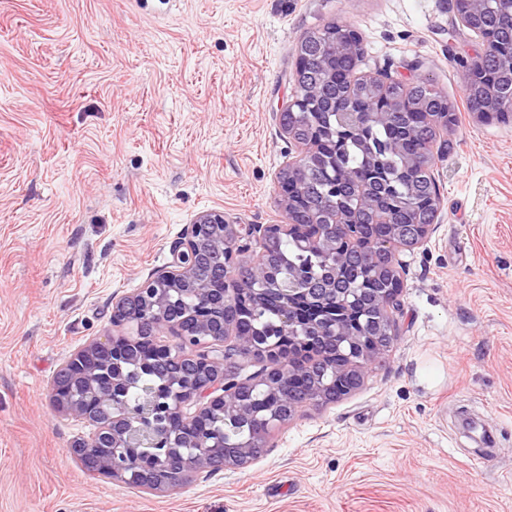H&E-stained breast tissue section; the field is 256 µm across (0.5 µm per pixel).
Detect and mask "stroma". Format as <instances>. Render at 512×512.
<instances>
[{"instance_id":"stroma-1","label":"stroma","mask_w":512,"mask_h":512,"mask_svg":"<svg viewBox=\"0 0 512 512\" xmlns=\"http://www.w3.org/2000/svg\"><path fill=\"white\" fill-rule=\"evenodd\" d=\"M346 23L358 72L423 80L455 121L395 335L349 396L247 466L171 490L85 469L49 389L210 210L278 224L297 49ZM453 0H0V512H512V114L478 117Z\"/></svg>"}]
</instances>
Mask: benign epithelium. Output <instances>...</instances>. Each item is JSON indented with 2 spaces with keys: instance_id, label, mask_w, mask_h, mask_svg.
<instances>
[{
  "instance_id": "obj_1",
  "label": "benign epithelium",
  "mask_w": 512,
  "mask_h": 512,
  "mask_svg": "<svg viewBox=\"0 0 512 512\" xmlns=\"http://www.w3.org/2000/svg\"><path fill=\"white\" fill-rule=\"evenodd\" d=\"M489 0H455L460 22L475 28L479 8ZM356 57L362 52L359 32L348 24H337L322 37V57L311 58L299 45L296 69L305 72L311 65L324 67L327 78L302 86L294 99L279 113V124L288 138L289 161L279 177L301 186L319 169L338 168L339 154L321 148L338 131L321 118L335 111L336 50ZM395 110L393 102L368 112L353 113L351 128H365L379 123ZM481 117L498 113L496 95L488 88L474 105ZM317 116L307 125V137L295 135L296 113ZM288 221L284 224H236L222 211H209L186 225L182 237L173 246L174 264L152 273L132 294L120 298L112 307V326H126L129 332L106 336L76 351L64 364L50 387L53 402L61 410L86 420L92 432L81 445L80 455L94 469L123 482H138L150 490H166L179 484L190 473L209 468L218 457L224 467L240 468L251 456L249 445L229 443L212 428L213 421L234 412L256 421L262 436L282 421L278 412L257 417L251 395L257 390L280 396V404L295 412L312 402L329 403L356 390L363 373L378 357L392 333L389 322H380L370 338L373 350L360 349L358 340L334 319L306 322L296 314L302 298L314 301L335 300L350 308L361 303L383 309H397L400 290L384 288L372 299L361 297L341 275L343 268H353L367 276L374 269L363 254L355 259L336 257V238L321 223L319 213L305 207L304 195L281 193ZM299 224H316L319 232L311 248L326 254L327 271L299 286L298 280L283 285L267 279V268L258 262L245 263L253 240L271 243L291 235ZM393 245L412 247L429 234V224H395ZM207 260L212 273L226 282L224 288L207 287L200 270ZM246 300L260 304L273 297L281 307V330L288 334V346L264 336H237L232 318ZM169 334L178 344L168 345L160 337ZM235 336V344L224 347V340ZM153 338L162 358L175 365L158 385L146 386L140 399L129 404L119 397L120 389L133 380V372L123 368L140 365L139 349L145 337ZM317 341L341 358L332 377L313 373L311 387L305 392L288 390L293 372H304L311 341ZM253 357L263 362L261 372L242 381L235 371L233 357ZM159 450L165 465L156 472H145L123 454L125 448L142 445Z\"/></svg>"
}]
</instances>
